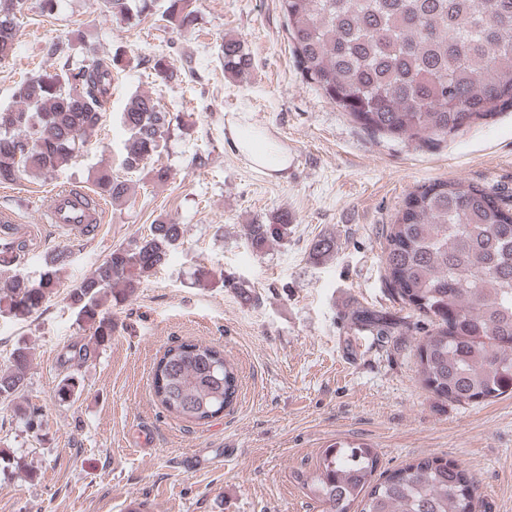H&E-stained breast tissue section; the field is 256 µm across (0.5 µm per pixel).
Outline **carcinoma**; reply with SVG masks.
<instances>
[{
  "mask_svg": "<svg viewBox=\"0 0 512 512\" xmlns=\"http://www.w3.org/2000/svg\"><path fill=\"white\" fill-rule=\"evenodd\" d=\"M112 14L137 16L148 0H104ZM192 0H168L172 28L194 25ZM294 58L323 94L364 129L412 142L441 141L512 106V0H279ZM18 18L0 15V62L13 56ZM59 61L52 73L23 80L16 106L0 109V184L22 175L67 169L92 142L112 95V72L125 54L86 60L68 40L51 43ZM249 65L235 40L224 43V71ZM163 83L178 68L166 55L151 60ZM128 131L122 169L141 171L160 154L171 118L150 95L131 97L119 113ZM100 195L129 200V179L110 168L95 171ZM243 235L260 251L288 236L286 224H245ZM181 225L155 220L150 233L112 250L72 286L66 299L93 342L73 346L69 360L85 363L112 339L105 302L126 300L141 278L164 265L182 244ZM390 295L431 325L417 347L418 375L433 394L470 404L512 388V201L463 180L433 182L411 193L385 234ZM56 251L37 280L13 275L0 286V313L26 319L43 310L59 285ZM355 320L378 336L396 323L360 311ZM30 348L21 341L0 367V402L32 430L38 409L21 403L28 386ZM67 375L60 400L81 394ZM152 390L170 414L205 424L238 397L234 364L220 349L183 341L166 348L152 368ZM377 456L364 444L327 448L303 480L323 512H471L474 481L461 465L421 457L373 480Z\"/></svg>",
  "mask_w": 512,
  "mask_h": 512,
  "instance_id": "cac0c4a2",
  "label": "carcinoma"
}]
</instances>
